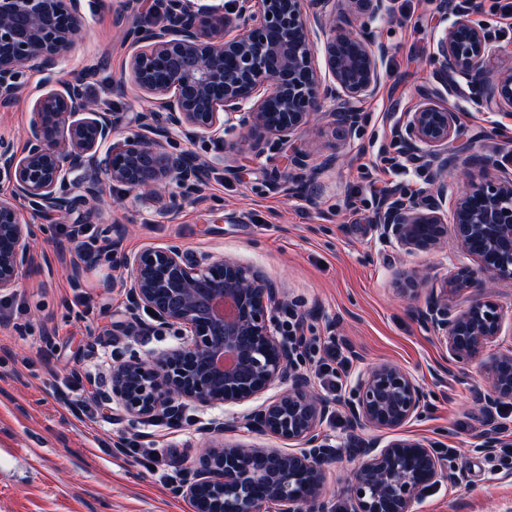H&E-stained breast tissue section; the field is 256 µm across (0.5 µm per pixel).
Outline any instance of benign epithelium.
<instances>
[{
    "label": "benign epithelium",
    "mask_w": 512,
    "mask_h": 512,
    "mask_svg": "<svg viewBox=\"0 0 512 512\" xmlns=\"http://www.w3.org/2000/svg\"><path fill=\"white\" fill-rule=\"evenodd\" d=\"M96 0H0V107L20 96L26 68H54L84 25L83 2ZM166 23L144 21L129 33L135 48L130 80L160 98L161 111L128 120L90 97L82 80H64L62 89L35 101L27 148L19 158L0 149V174L14 196L0 197V294L15 290L33 259L36 225L23 210L66 215L82 199H96L106 182L142 190L162 199L173 213L199 191L205 172L224 165L219 155L202 165L171 146L180 137L224 140L255 156L273 152L304 132L327 99L344 105L326 113L348 135L364 121L348 103L374 93L381 82L382 46L336 19V0H235L227 7L164 0ZM391 0H350L354 15L377 20ZM480 0H451L456 19L437 39L436 71L443 80L463 78L478 106L512 109V70L490 79L486 62L506 47L493 41L475 20ZM323 38L328 79L314 64L315 38ZM133 132L115 134L125 123ZM457 115L430 99L395 116L394 143L400 157L424 162L439 172L463 165L466 187L448 200V183L421 198L391 192L368 216L380 240L406 251L429 249L452 233L474 257L483 279L459 269L432 284L417 320L445 346L456 366L479 361L490 391L477 400L485 418L482 447L498 445L495 414L512 397V346L484 355L502 336L503 315L493 294L498 281L512 282V173L491 178L471 172L473 157L448 152ZM106 150H101L103 144ZM288 181L304 186L312 170L300 149L288 155ZM76 179L82 197L69 192ZM452 205L451 227L444 226ZM130 273L131 313L153 311L158 330H177V346L146 357L133 355L114 367L112 390L104 397L136 419H149L177 403L204 408L242 405L276 385L286 389L254 406L240 420L198 428L196 465L178 492L195 512H334L325 499L326 465L336 449L322 438L321 423L333 413L330 402L311 390L294 368L296 347L283 335L277 317L279 289L250 266L222 255L195 260L172 243L121 256ZM465 297L459 307L453 299ZM224 304V318L215 314ZM234 357L217 367L219 353ZM427 395L406 369L391 363L361 370L351 387L349 434L373 429L396 431L426 405ZM298 442V451L218 443L214 432L239 426ZM359 463L347 488L352 512H409L446 472L444 459L410 439H372L353 449Z\"/></svg>",
    "instance_id": "1"
}]
</instances>
